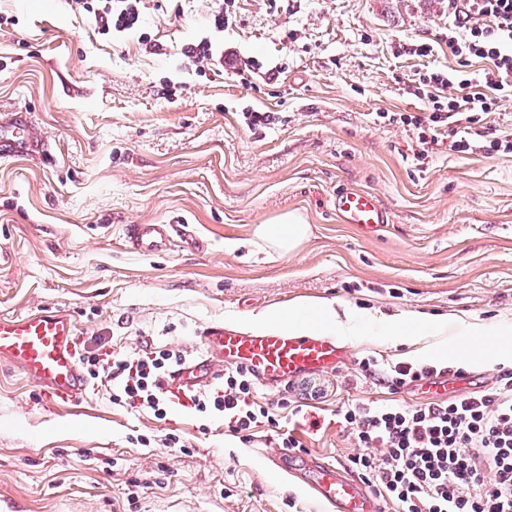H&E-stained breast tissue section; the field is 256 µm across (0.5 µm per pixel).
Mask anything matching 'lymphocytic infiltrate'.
I'll return each instance as SVG.
<instances>
[{
    "label": "lymphocytic infiltrate",
    "instance_id": "1",
    "mask_svg": "<svg viewBox=\"0 0 512 512\" xmlns=\"http://www.w3.org/2000/svg\"><path fill=\"white\" fill-rule=\"evenodd\" d=\"M100 34L140 28L144 0H68ZM448 13L464 37L449 36L457 69L424 74L427 109L402 121L420 144L452 139L467 155L481 147L489 156L512 154V135L490 136L486 118L512 104V0H448ZM485 68L473 72V60ZM183 361L181 351L156 347L134 358L84 357L90 379L107 385L113 404L167 417L164 380ZM254 381L243 369L190 394L195 410L223 418L230 432L250 440L274 413L252 399ZM360 446L345 465L368 484L390 512H512V366L500 367L493 386L423 405L351 402L337 410Z\"/></svg>",
    "mask_w": 512,
    "mask_h": 512
}]
</instances>
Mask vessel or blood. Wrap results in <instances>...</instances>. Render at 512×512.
Wrapping results in <instances>:
<instances>
[{"mask_svg": "<svg viewBox=\"0 0 512 512\" xmlns=\"http://www.w3.org/2000/svg\"><path fill=\"white\" fill-rule=\"evenodd\" d=\"M49 154V142L29 113L16 111L0 117L1 159H44ZM332 205L340 223L357 225L368 235L390 221L387 208L370 192L342 188ZM176 239L187 245L196 242L188 225L180 222L129 224L124 229L126 246L144 255L167 251ZM74 335L73 319L58 310L40 307L2 316L0 364L8 363L50 400L74 402L87 388L73 347ZM347 357V349L326 334L241 331L214 321L201 331L196 353L183 361L169 388L180 394L196 389L210 381L222 366L243 368L263 384L285 387L301 376L336 370ZM470 383L471 376L465 372L458 376L431 375L421 385L441 393ZM267 464L298 482L331 512H386L372 490L330 461L281 448L268 456Z\"/></svg>", "mask_w": 512, "mask_h": 512, "instance_id": "obj_1", "label": "vessel or blood"}]
</instances>
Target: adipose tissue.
<instances>
[{"instance_id":"adipose-tissue-1","label":"adipose tissue","mask_w":512,"mask_h":512,"mask_svg":"<svg viewBox=\"0 0 512 512\" xmlns=\"http://www.w3.org/2000/svg\"><path fill=\"white\" fill-rule=\"evenodd\" d=\"M310 234L311 228L305 218L294 211L254 228V236L262 250L282 258L293 255ZM360 318V313L355 310L340 313L330 302L304 300L279 311L263 313L255 318L254 324L260 329H285L300 335L319 330L336 336H353L357 333ZM464 331L463 338L449 344L448 356L470 362L512 358V333L497 324H468Z\"/></svg>"}]
</instances>
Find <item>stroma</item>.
<instances>
[{
  "label": "stroma",
  "instance_id": "obj_1",
  "mask_svg": "<svg viewBox=\"0 0 512 512\" xmlns=\"http://www.w3.org/2000/svg\"><path fill=\"white\" fill-rule=\"evenodd\" d=\"M160 4L146 27L157 55L135 36L97 34L65 0H0V115L31 112L54 148L48 163L0 162V317L58 309L76 324L77 354L124 357L160 346L187 356L210 322L247 330L303 299L444 319L446 340L462 321L512 329V156H464L446 138L425 150L385 118L424 111L420 75L455 67L448 0H224L220 32L211 0ZM202 38L232 48L235 66L197 73L183 48ZM420 43L432 55L412 53ZM249 110L271 124L249 128ZM345 186L376 194L390 224L367 236L338 223L330 200ZM291 211L311 235L295 256L268 259L253 229ZM176 220L204 249L144 256L124 243L125 225ZM343 343L336 372L257 387L280 425L248 442L184 397L163 421L114 405L103 385L59 407L0 365V512H326L259 451L291 428L340 465L359 445L338 405L430 402L362 359L460 365L485 389L498 374V362L424 355L402 336ZM308 385L325 393L308 411L314 430L280 407L305 403ZM170 432L188 449L167 447Z\"/></svg>",
  "mask_w": 512,
  "mask_h": 512
}]
</instances>
